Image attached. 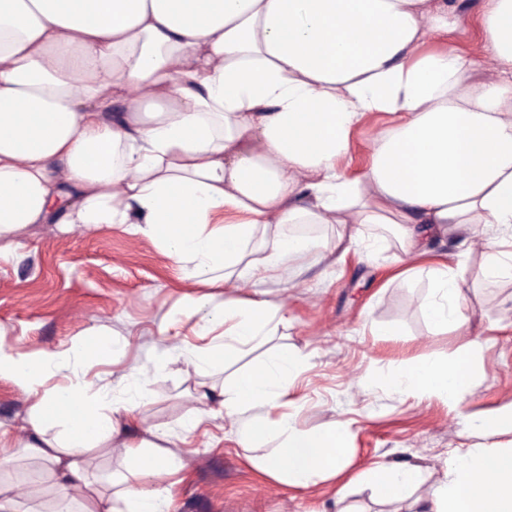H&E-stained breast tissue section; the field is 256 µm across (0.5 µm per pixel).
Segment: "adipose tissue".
<instances>
[{
  "label": "adipose tissue",
  "instance_id": "adipose-tissue-1",
  "mask_svg": "<svg viewBox=\"0 0 512 512\" xmlns=\"http://www.w3.org/2000/svg\"><path fill=\"white\" fill-rule=\"evenodd\" d=\"M458 24L446 0H0V236L58 220L158 240L190 262L189 279L224 290L221 305L189 294L179 306L224 329L223 343L193 349L202 369L284 322L281 304L237 288L315 251L291 224L386 225L428 262L431 333L466 332L465 264L428 243L467 229L486 277H512V0H484L483 58L426 50L429 35ZM376 114L392 121L372 127L369 164L349 176L339 162ZM477 348L403 369L393 386L459 404ZM62 360L0 344V375L42 388L22 424L0 428V471L31 460L25 480H51L79 512H171V489L156 479L181 459L151 440L129 446L124 473L89 479L88 452L124 433L132 409L81 386L44 388ZM300 365L275 349L206 388L186 429L214 403L229 414L275 407L238 429L245 459L295 487L335 481L347 465L344 429L307 433L287 410ZM270 437L279 447L258 453ZM362 477L397 495L421 470L390 464ZM415 512H512V448L455 449Z\"/></svg>",
  "mask_w": 512,
  "mask_h": 512
}]
</instances>
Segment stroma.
<instances>
[{
    "mask_svg": "<svg viewBox=\"0 0 512 512\" xmlns=\"http://www.w3.org/2000/svg\"><path fill=\"white\" fill-rule=\"evenodd\" d=\"M448 9L462 20L448 36L449 47L469 59L483 57V0H448ZM356 229L314 225L321 245L302 268L284 264L275 277L241 280L240 296L283 304L286 321L204 377L189 352L209 338L200 318L176 313L186 294L203 292L185 279L183 262L117 224L69 232L33 224L0 239V342L19 352L64 353L65 366L48 370L46 387L88 382L114 403L134 406L131 434L113 439L111 452L97 461L99 475L122 469L126 445L147 430L166 433L184 465L173 477V512H409L413 500L428 497L443 479L454 449L512 445L508 429L488 437L462 434L466 416H493L512 406V281L488 285L483 256L471 254L462 306L469 334L435 336L423 308L429 278L398 280L411 262L394 237L378 251L362 247L338 256V237ZM357 230L368 240L376 228ZM102 332L119 345L109 362L91 354ZM469 339L480 343L481 352L460 406L393 390L395 372L453 359ZM283 345L303 361L289 392L300 428L348 430L350 464L335 484L345 486L343 498H335V486L301 489L254 470L234 435L250 412L184 428L199 406V382L222 385ZM32 401L12 378H0V426L15 427ZM390 463L420 466L423 478L402 496L382 497L360 474Z\"/></svg>",
    "mask_w": 512,
    "mask_h": 512,
    "instance_id": "stroma-1",
    "label": "stroma"
}]
</instances>
